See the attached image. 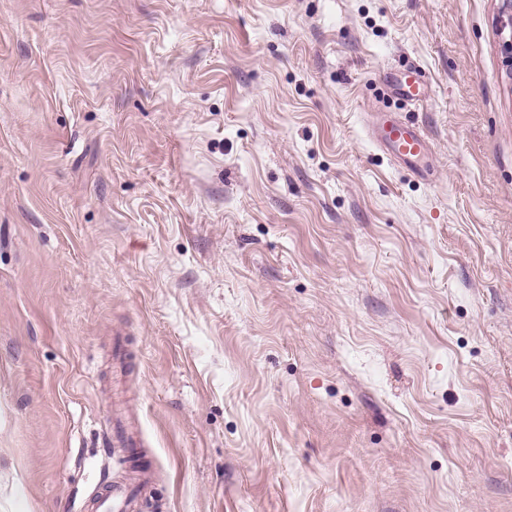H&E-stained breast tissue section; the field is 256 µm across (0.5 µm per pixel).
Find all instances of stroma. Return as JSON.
I'll return each instance as SVG.
<instances>
[{
    "mask_svg": "<svg viewBox=\"0 0 512 512\" xmlns=\"http://www.w3.org/2000/svg\"><path fill=\"white\" fill-rule=\"evenodd\" d=\"M498 9L0 0V512H512ZM392 75L394 86L406 101L415 105H421L430 98L431 87L422 79L420 73L413 71L409 73H394ZM373 137L377 144L387 150L392 158L415 170H422V164L431 155L429 138L419 129L403 122H389L381 119ZM135 506L136 502L125 484L111 483L105 494L96 497L92 508L95 512H134L130 510Z\"/></svg>",
    "mask_w": 512,
    "mask_h": 512,
    "instance_id": "stroma-1",
    "label": "stroma"
}]
</instances>
